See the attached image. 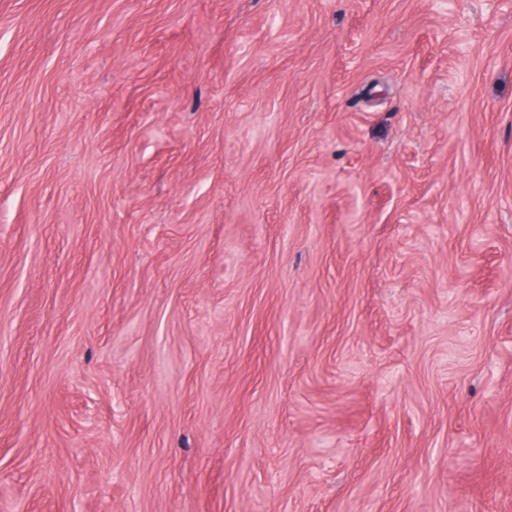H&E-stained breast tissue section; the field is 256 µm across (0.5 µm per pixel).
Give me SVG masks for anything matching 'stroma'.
Returning a JSON list of instances; mask_svg holds the SVG:
<instances>
[{"label": "stroma", "mask_w": 512, "mask_h": 512, "mask_svg": "<svg viewBox=\"0 0 512 512\" xmlns=\"http://www.w3.org/2000/svg\"><path fill=\"white\" fill-rule=\"evenodd\" d=\"M512 512V0H0V500Z\"/></svg>", "instance_id": "35a3bbf8"}]
</instances>
